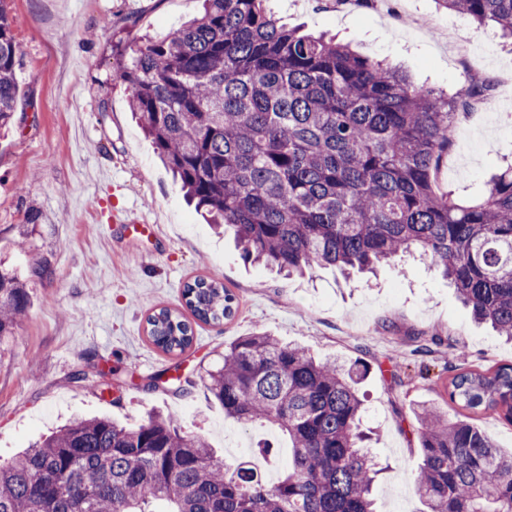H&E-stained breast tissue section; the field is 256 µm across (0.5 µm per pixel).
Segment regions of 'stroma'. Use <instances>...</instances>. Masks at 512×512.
Returning <instances> with one entry per match:
<instances>
[{
  "instance_id": "stroma-1",
  "label": "stroma",
  "mask_w": 512,
  "mask_h": 512,
  "mask_svg": "<svg viewBox=\"0 0 512 512\" xmlns=\"http://www.w3.org/2000/svg\"><path fill=\"white\" fill-rule=\"evenodd\" d=\"M292 27L335 35L362 54L402 65L415 84L454 90L489 79L490 106L463 120L435 178L456 198L482 196L512 161V47L492 27L437 0H266ZM21 55L19 101L0 138V262L48 278L29 282L31 306L0 343V460L75 416L104 413L132 424L150 411L176 415L228 462L250 460L276 480L286 437L242 428L202 382L224 349L267 332L318 360H362L363 426L381 470L379 512H426L414 489L421 462L414 408L440 401L447 348L416 354L417 338L441 336L472 366L512 363V344L473 322L455 288L413 255L376 274L344 280L314 268L286 278L244 261L183 196L128 105L120 68L140 36L167 34L196 15L200 0H12ZM151 224L156 237L125 233ZM26 237L25 250L14 246ZM223 282L239 299L234 319L196 323L180 355L146 332L155 310L182 306L186 282Z\"/></svg>"
}]
</instances>
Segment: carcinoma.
Masks as SVG:
<instances>
[{"label":"carcinoma","mask_w":512,"mask_h":512,"mask_svg":"<svg viewBox=\"0 0 512 512\" xmlns=\"http://www.w3.org/2000/svg\"><path fill=\"white\" fill-rule=\"evenodd\" d=\"M263 0H204L203 14L142 38L121 67L131 107L188 201L233 231L241 256L288 275L320 266L372 270L413 250L456 288L472 318L512 338V164L477 200L433 188L460 118L487 102L490 80L448 95L331 38L289 30ZM512 41V0H438ZM0 0V131L13 125L19 52ZM194 319L235 316L211 278L184 286ZM30 303L0 267V341ZM147 333L167 354L192 323L162 308ZM360 360L316 361L267 333L235 340L203 383L224 417L288 437L291 459L270 486L247 461L151 413L121 425L75 417L0 463V512H376L378 469L365 445ZM448 404L512 424V363L480 371L448 344ZM423 456L415 488L427 512H512V455L436 404L415 411Z\"/></svg>","instance_id":"cac0c4a2"}]
</instances>
